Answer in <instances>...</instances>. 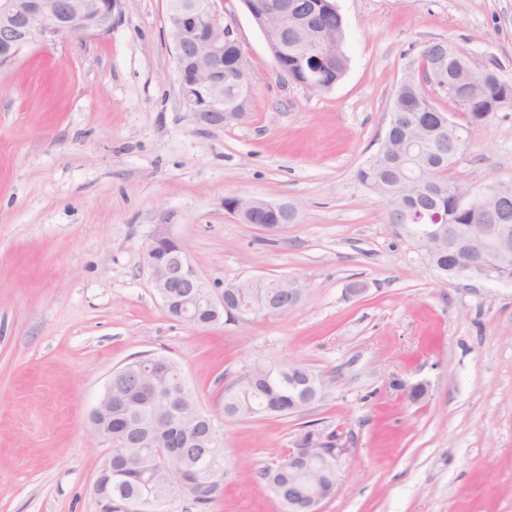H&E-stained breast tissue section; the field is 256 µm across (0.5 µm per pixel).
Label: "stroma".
Returning a JSON list of instances; mask_svg holds the SVG:
<instances>
[{"label": "stroma", "mask_w": 512, "mask_h": 512, "mask_svg": "<svg viewBox=\"0 0 512 512\" xmlns=\"http://www.w3.org/2000/svg\"><path fill=\"white\" fill-rule=\"evenodd\" d=\"M120 2L110 34L0 74V512H98L109 444L90 414L145 354L180 366L224 440L209 512H280L258 472L311 423L346 449L322 512H512V282H441L355 180L427 44L452 41L512 83V0H336L349 65L324 93L279 76L242 0H214L251 87L223 128L182 100L167 0ZM467 142L452 178L512 181V109ZM230 196L298 218L270 233L228 213ZM165 213L214 299L255 276L296 279L306 299L285 316L172 319L142 256ZM353 280L365 294L346 297ZM258 359L304 364L333 393L286 417H225V384Z\"/></svg>", "instance_id": "35a3bbf8"}]
</instances>
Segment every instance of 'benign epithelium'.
Returning <instances> with one entry per match:
<instances>
[{
    "label": "benign epithelium",
    "mask_w": 512,
    "mask_h": 512,
    "mask_svg": "<svg viewBox=\"0 0 512 512\" xmlns=\"http://www.w3.org/2000/svg\"><path fill=\"white\" fill-rule=\"evenodd\" d=\"M249 14L263 33L266 43L271 39L288 43V2L278 0L266 7L257 0H244ZM86 5L81 0H0V70L9 69L26 50L46 46L67 38H84ZM167 26L173 43L175 63L182 99L196 122L223 128L245 117L224 107V81L241 90L250 88L248 75L240 65L224 70V41L234 40L231 25L213 11L211 0H172L167 12ZM266 208L288 211V205L263 199L240 200L229 213L245 220L247 209ZM170 217L155 225L143 247V261L151 283L166 309L176 320L188 324L200 323L199 316L207 312L219 317L220 306L195 268L189 262L181 243L167 226ZM480 242L468 240L470 231L448 225V255L457 260L452 277L470 280H494L496 260L506 251L512 240V227L507 224L477 226ZM276 295L267 298L263 312L281 315L284 308L296 309L307 289L298 282L281 277L276 280ZM227 308L233 320H243L253 310L240 303V295L228 296ZM323 380L312 382L311 389L299 394L300 406H309L324 399L320 392ZM103 420L106 431L98 437L112 442V384L93 409L90 420ZM115 450L104 461L94 481V495L100 497L112 485V458ZM346 449L290 448L286 459L277 464H288V493L278 500L284 512H320L321 503L337 488L342 457Z\"/></svg>",
    "instance_id": "obj_1"
}]
</instances>
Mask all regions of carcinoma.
Wrapping results in <instances>:
<instances>
[{"mask_svg": "<svg viewBox=\"0 0 512 512\" xmlns=\"http://www.w3.org/2000/svg\"><path fill=\"white\" fill-rule=\"evenodd\" d=\"M288 46L274 48L288 66L291 81L318 85L325 92L341 79L348 67L343 50V19L333 0H288ZM329 46L332 55L320 65L311 57L313 40ZM420 76L404 79L391 111L404 112L414 122L387 127L380 146L356 173L357 182L389 205L388 222L402 224L410 237L420 223L409 219L415 212L443 214L446 223L511 224L512 183L488 185L490 202L482 216L459 201L467 186L452 177V151L466 142L457 124H448V113L429 94L435 88L468 116V128L480 125L504 107H512V83L503 80L494 62L475 66L446 41L431 42L421 52ZM434 270L448 278V251L428 254ZM265 380L243 390L240 379L260 373L243 369L224 386V416L243 419L252 407L266 415L285 416L293 407L296 375L286 371L288 362L273 363ZM112 417L127 426L112 435L121 458L112 467V512H163L172 500V477L180 478L178 495L194 507L207 509L224 492V483L209 479L224 469L221 442L205 425L191 421L199 408L193 390L179 366L161 355H139L112 372ZM259 478L271 493L288 483V468L264 467ZM154 491L153 501H143L145 486Z\"/></svg>", "mask_w": 512, "mask_h": 512, "instance_id": "obj_1", "label": "carcinoma"}]
</instances>
